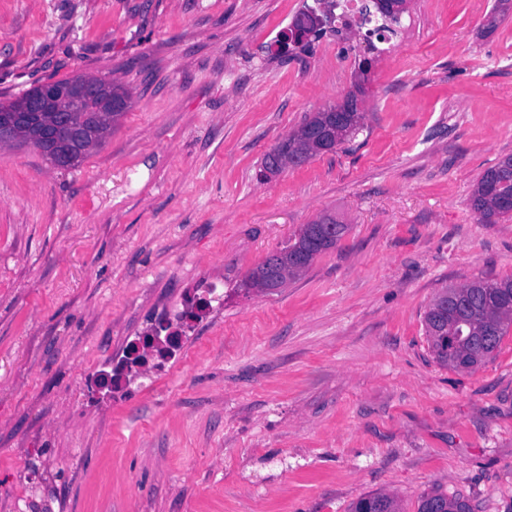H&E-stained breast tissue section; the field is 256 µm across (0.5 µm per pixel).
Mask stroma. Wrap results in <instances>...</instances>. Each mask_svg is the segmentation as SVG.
<instances>
[{"label":"stroma","mask_w":512,"mask_h":512,"mask_svg":"<svg viewBox=\"0 0 512 512\" xmlns=\"http://www.w3.org/2000/svg\"><path fill=\"white\" fill-rule=\"evenodd\" d=\"M493 4L411 0L395 52L327 26L281 57L304 0H0V102L79 74L132 93L77 167L0 150V512H350L372 493L416 512L438 486L512 512V334L467 372L422 324L441 288L512 277V214L469 201L512 155ZM357 86L363 131L260 177ZM324 214L349 227L336 248L245 288ZM214 283L165 370L92 391Z\"/></svg>","instance_id":"1"}]
</instances>
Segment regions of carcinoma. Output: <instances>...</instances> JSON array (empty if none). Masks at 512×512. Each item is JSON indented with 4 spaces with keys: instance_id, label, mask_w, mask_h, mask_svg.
I'll list each match as a JSON object with an SVG mask.
<instances>
[{
    "instance_id": "obj_1",
    "label": "carcinoma",
    "mask_w": 512,
    "mask_h": 512,
    "mask_svg": "<svg viewBox=\"0 0 512 512\" xmlns=\"http://www.w3.org/2000/svg\"><path fill=\"white\" fill-rule=\"evenodd\" d=\"M512 14V0H496L487 14L483 32L495 31ZM112 97L121 102L114 117L95 128V150L112 133V123L130 107L131 93L120 84H111ZM502 196L512 197V155L488 168L472 193V207L487 224L512 211L499 206ZM348 231L345 224L335 229L317 221L305 224L287 246L280 249L289 262L272 269L264 261L248 276L251 286L273 291L288 279L303 274L317 256L336 247ZM425 335L435 361L455 370H473L495 358L512 328V278L499 281L474 280L459 287H446L429 304L423 317ZM469 499L460 493L449 494L432 488L418 499L417 512H457ZM352 512H400L397 499L388 494H371L358 500Z\"/></svg>"
}]
</instances>
